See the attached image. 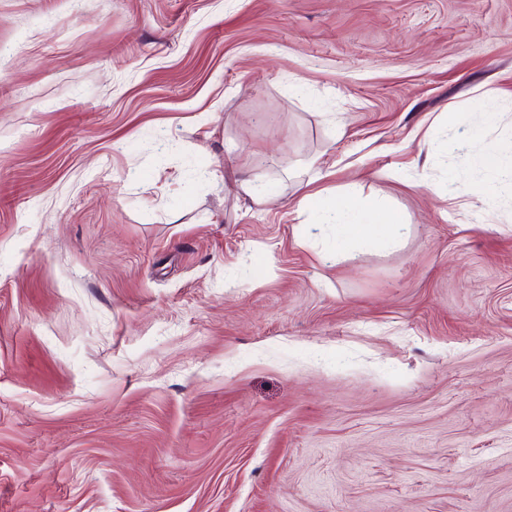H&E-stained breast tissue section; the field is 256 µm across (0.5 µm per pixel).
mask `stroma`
<instances>
[{
	"instance_id": "obj_1",
	"label": "stroma",
	"mask_w": 512,
	"mask_h": 512,
	"mask_svg": "<svg viewBox=\"0 0 512 512\" xmlns=\"http://www.w3.org/2000/svg\"><path fill=\"white\" fill-rule=\"evenodd\" d=\"M0 50V512H512V0H0ZM470 161L471 165L476 166L483 172L499 173L510 178L512 176V166L510 165L508 170L503 169L499 155L493 151H484L477 157H473ZM302 207L311 209L321 218L322 224L336 227V242L348 239L377 240L381 245L390 246L398 243L409 231L408 225L393 214H385L365 206L355 197L336 202L312 196L308 193L301 197ZM382 224H365L367 217Z\"/></svg>"
}]
</instances>
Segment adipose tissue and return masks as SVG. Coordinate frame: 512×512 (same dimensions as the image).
Returning <instances> with one entry per match:
<instances>
[{"mask_svg":"<svg viewBox=\"0 0 512 512\" xmlns=\"http://www.w3.org/2000/svg\"><path fill=\"white\" fill-rule=\"evenodd\" d=\"M300 203L317 214L323 223L333 225L336 239L340 242L375 239L382 245L390 246L398 243L409 231L408 226L396 215L376 211L354 197L330 202L306 194Z\"/></svg>","mask_w":512,"mask_h":512,"instance_id":"ef3b65f1","label":"adipose tissue"}]
</instances>
